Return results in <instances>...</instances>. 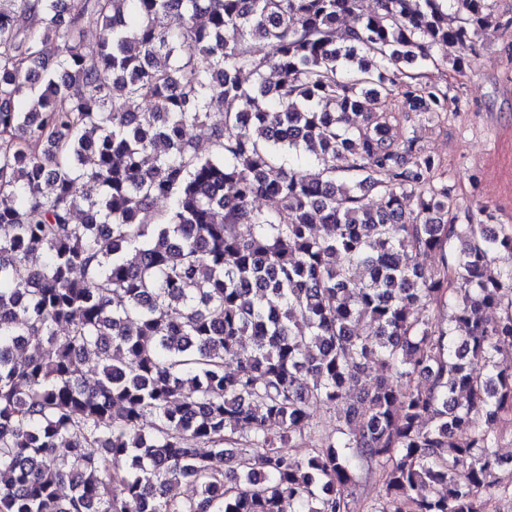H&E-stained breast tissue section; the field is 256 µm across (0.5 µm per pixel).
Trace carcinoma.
I'll return each mask as SVG.
<instances>
[{"label":"carcinoma","mask_w":512,"mask_h":512,"mask_svg":"<svg viewBox=\"0 0 512 512\" xmlns=\"http://www.w3.org/2000/svg\"><path fill=\"white\" fill-rule=\"evenodd\" d=\"M511 31L490 0H0V512H351L357 462L373 512H489L512 227L457 223L397 114ZM360 489L353 502V512H370V507L377 503L382 484V474L378 467L364 466L359 471Z\"/></svg>","instance_id":"obj_1"}]
</instances>
